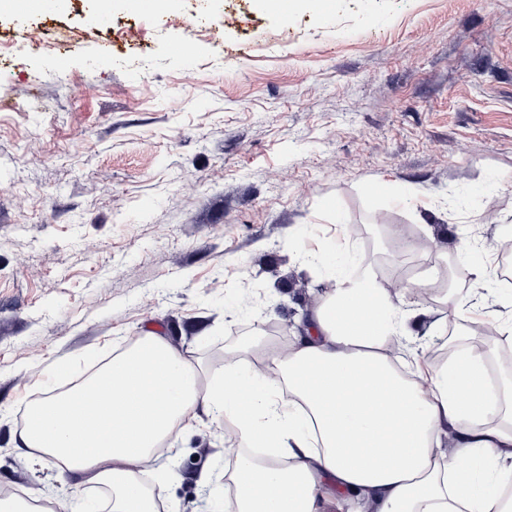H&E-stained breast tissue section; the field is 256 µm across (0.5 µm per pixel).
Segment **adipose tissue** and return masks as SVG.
Listing matches in <instances>:
<instances>
[{
    "label": "adipose tissue",
    "mask_w": 512,
    "mask_h": 512,
    "mask_svg": "<svg viewBox=\"0 0 512 512\" xmlns=\"http://www.w3.org/2000/svg\"><path fill=\"white\" fill-rule=\"evenodd\" d=\"M287 351L205 380L165 338L140 337L95 376L28 407L20 436L70 477L104 487L112 512H156L140 475L175 431L201 415L233 430L243 454L224 467L230 512H325L330 495L374 512H512V377L490 402L486 359L459 351L415 367L389 351L411 310L352 271ZM502 412L504 424L490 416ZM450 453H443V444Z\"/></svg>",
    "instance_id": "1"
}]
</instances>
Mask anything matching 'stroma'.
<instances>
[{"mask_svg": "<svg viewBox=\"0 0 512 512\" xmlns=\"http://www.w3.org/2000/svg\"><path fill=\"white\" fill-rule=\"evenodd\" d=\"M228 10L235 30L210 39ZM177 14L200 27L185 56ZM41 28L81 41L0 58V494L53 512L93 494L20 445L54 362L72 365L63 390L155 334L222 375L226 348L291 341L335 288L337 251L382 284L430 275L512 316L497 270L512 244V0L0 11L1 40ZM412 238L430 249H401ZM463 248L486 284L452 266ZM403 299L426 362L465 348L512 376V345L490 354L481 325L439 329L435 293ZM236 445L202 417L146 479L174 512H211Z\"/></svg>", "mask_w": 512, "mask_h": 512, "instance_id": "35a3bbf8", "label": "stroma"}]
</instances>
